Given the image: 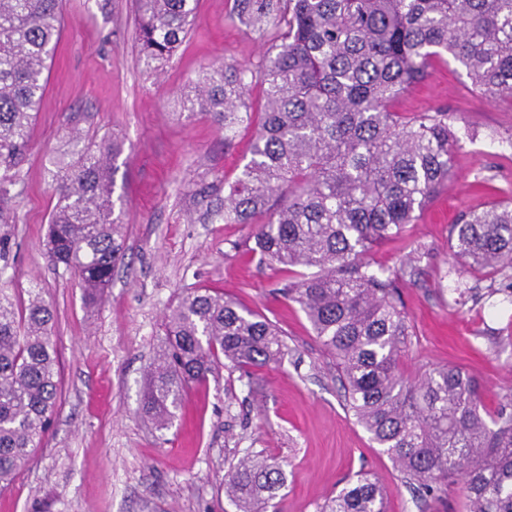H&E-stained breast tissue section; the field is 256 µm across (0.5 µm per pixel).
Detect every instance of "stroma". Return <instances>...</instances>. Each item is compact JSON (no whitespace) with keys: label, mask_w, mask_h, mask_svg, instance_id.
Wrapping results in <instances>:
<instances>
[{"label":"stroma","mask_w":512,"mask_h":512,"mask_svg":"<svg viewBox=\"0 0 512 512\" xmlns=\"http://www.w3.org/2000/svg\"><path fill=\"white\" fill-rule=\"evenodd\" d=\"M234 0H199L195 26L172 61L152 71L137 44L133 0H66L64 29L19 169L14 221L0 224L9 251L0 288L40 289L55 311L61 395L33 458L0 493V512H226L224 474L246 450L283 462L278 512H320L345 481L363 472L387 491L388 512H461L462 483L438 498L413 496L393 461L346 408L336 361L305 315L281 295V274L251 253L255 228L224 221V184L251 157L253 127L232 139L179 92L207 66L254 67L274 29L247 27ZM445 109L473 136L448 182L403 236L374 248L376 265L396 268L420 254L401 299L412 326L406 374L457 366L481 387L488 409L512 386V303L490 295L491 277H468L481 300L455 303L457 277L448 227L490 200L512 195V101L471 89L456 64L434 62L425 80L392 105L396 112ZM93 140L117 134L114 194L124 212L125 260L101 305L87 311L79 279L54 267L43 246L56 198L48 170L70 123ZM224 291L277 323L291 350L253 384L220 370L185 395L169 429L141 408L147 371L164 345V315L187 289Z\"/></svg>","instance_id":"1"}]
</instances>
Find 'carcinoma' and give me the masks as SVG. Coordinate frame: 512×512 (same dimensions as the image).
I'll list each match as a JSON object with an SVG mask.
<instances>
[{"instance_id": "1", "label": "carcinoma", "mask_w": 512, "mask_h": 512, "mask_svg": "<svg viewBox=\"0 0 512 512\" xmlns=\"http://www.w3.org/2000/svg\"><path fill=\"white\" fill-rule=\"evenodd\" d=\"M198 0H135L147 68L170 62L193 30ZM237 19L277 29L258 70L205 68L183 105L224 127L251 121L249 91L260 81L251 158L224 183V223L255 224L262 263L291 273L283 297L297 303L336 360L355 422L423 499L465 486L462 512H512V389L489 412L475 381L455 366L405 375L411 325L399 293L403 269L376 268L373 248L401 235L448 181L460 149L457 116L403 113L391 102L451 58L481 95L512 99V0H234ZM64 20L61 0H0V223L46 87ZM115 137L92 144L77 127L52 162L58 197L45 250L77 273L85 306L98 305L125 255L123 211L112 201ZM457 281L499 275L512 302V198L496 197L449 226ZM53 307L29 289H0V492L39 447L57 409ZM166 347L148 370L142 410L159 430L183 395L219 368L252 379L281 364L278 327L224 292L192 288L164 322ZM282 463L248 452L231 466L224 496L235 512H262L286 487ZM321 512H386L383 487L360 476Z\"/></svg>"}]
</instances>
